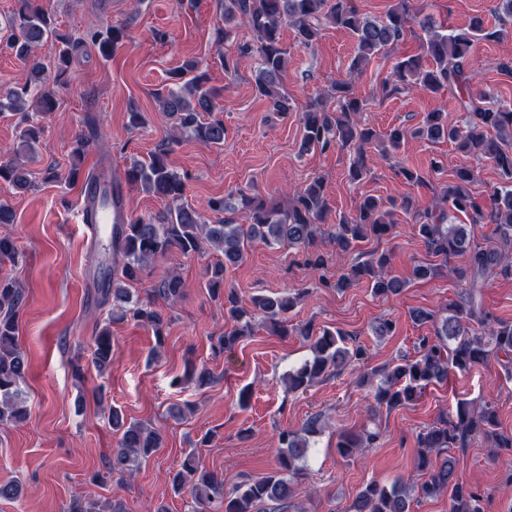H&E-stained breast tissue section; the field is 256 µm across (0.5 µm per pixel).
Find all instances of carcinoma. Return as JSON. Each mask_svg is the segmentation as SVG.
I'll return each mask as SVG.
<instances>
[{"label":"carcinoma","instance_id":"cac0c4a2","mask_svg":"<svg viewBox=\"0 0 512 512\" xmlns=\"http://www.w3.org/2000/svg\"><path fill=\"white\" fill-rule=\"evenodd\" d=\"M224 23L246 26L252 39L238 45V58L224 57V71L233 75L239 59L257 57L255 94L270 111L286 115L293 111L294 100L282 85L288 66V49L282 30L292 27L298 45H315L322 28L330 24L348 32L355 41V54L349 70L358 73L375 56L404 38L411 23L418 24L420 53L399 58L388 81L389 92L420 89L433 94L457 91L459 110L465 113V127L448 121L442 111L426 114L412 135L439 142L447 140L467 156L491 161L500 171L501 182L488 192L484 202L471 191L476 181L474 168L461 166L454 178L441 190L432 205L422 207L411 194L388 202L366 195L351 215L341 214L329 232V242L336 254H351L368 239L381 240L392 235L396 212L418 220V236L428 256L434 261L414 266L418 279H432L449 269L464 288L449 301L445 313L437 316L427 309L410 312L418 325L430 324L433 334L421 335L415 342V355H401L396 362L373 367L364 372L360 382L370 387L372 416L362 429L343 432L336 442L337 454L350 459L373 447L381 436L379 418L406 407L431 385L442 383L452 372L464 373L492 360L500 366L505 379L512 380V321L494 319L486 311L483 289L494 280L512 281V109L490 106L487 94L476 90L473 47L481 40H494L505 30L489 28L480 16L471 18L466 28L448 32L437 26L423 7H411V0H394L385 15L370 18L361 13L354 0H224ZM11 34L5 46L28 62L35 49L54 40L58 49L48 62H35L30 79L22 84L0 89V112L20 114V147L29 149L39 139L40 129L28 124L27 104L32 85L52 81V87L39 97L41 111L50 112L56 104V89L68 83L73 51L91 44L106 60L129 39L126 30L108 26L89 30L80 37L62 32L54 17L35 0H19V7L8 19ZM220 89L209 85L206 73L196 61L188 60L172 72L166 84L153 97L160 111L174 117L178 135L158 146L144 161H135L125 171V180L138 184L153 196L168 201V209L158 218L129 216L128 223L112 229V287L101 290L104 303H112L110 321L127 317L151 329L157 346H162L167 319L156 308V299L168 304L181 299L185 281L171 273L148 289L142 299L131 286L142 280L148 263L171 248L184 255L200 253L210 246L223 259L208 270L204 288L213 299L224 304V318L230 327L212 343L214 354L232 352L246 337L254 335L262 321L281 336L291 333L309 346L310 355L289 371L284 381L290 391L307 390L320 380L343 373L350 367L365 365L367 349L346 332L333 327H317L308 321L288 327L289 313L300 294L261 295L252 308L241 304L235 291L224 287L229 268L242 263L248 247L256 242L267 246L296 247L302 253V265L318 276L322 287L344 290L365 284L376 296H397L407 281L391 274V254L376 251L365 260L351 264L337 278L329 275L328 260L317 249L319 224L325 221L329 203L323 179L314 177L304 188L288 197L287 204L266 201L239 189L227 196L213 197L208 207L216 213H239L244 223L232 218L222 224H207L194 209L181 203L186 185L172 168L173 145L188 137L209 146L224 145V120L217 111ZM334 104L303 113L300 150L325 152L335 146L351 147L354 156L349 180L359 182L370 172L368 149L381 158L399 148L406 138L400 128L380 133L357 120L364 101L354 95L349 82L334 87ZM440 165L434 161L420 170L404 164L398 175L409 185L428 186ZM21 191L29 185L28 170L13 160L0 161V185ZM464 214L469 225L451 224L455 213ZM493 226L492 242L483 244L474 227ZM462 257L465 263L448 267ZM23 302L21 289L0 277V425L22 423L29 416L28 405L18 386L25 379L28 359L18 340V311ZM372 335L386 338L394 334L395 323L378 318L370 326ZM92 363L99 371L112 363V331L102 326L94 336ZM112 429L120 433L118 447L105 464V472L94 482L104 483L118 477L126 481L139 470L141 460L162 448L159 429L146 423L129 421L122 410L110 408ZM322 414L307 418L297 430H283L278 435L275 471L257 479H236L208 471L200 464L196 451L185 453L180 468L170 477L172 490L190 498V512H260L272 504L270 512H285L294 506L298 479L311 448V438L322 433ZM480 440L496 460L512 459V432L500 430L497 408L492 402L478 407L459 400L455 408L443 414L433 425L417 435V458L421 471L417 482L397 481L389 486L375 481L357 492L350 512H412L413 503L428 498L448 496L449 512H483L477 491L466 484L458 469L453 448H466Z\"/></svg>","mask_w":512,"mask_h":512}]
</instances>
